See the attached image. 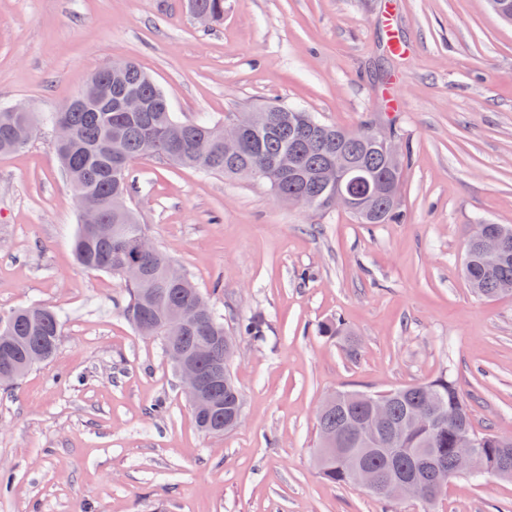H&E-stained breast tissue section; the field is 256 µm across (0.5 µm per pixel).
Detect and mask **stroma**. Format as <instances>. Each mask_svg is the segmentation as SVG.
Wrapping results in <instances>:
<instances>
[{
  "mask_svg": "<svg viewBox=\"0 0 512 512\" xmlns=\"http://www.w3.org/2000/svg\"><path fill=\"white\" fill-rule=\"evenodd\" d=\"M122 59L183 120L278 102L394 128L411 155L397 224L133 160L130 206L152 241L203 293L221 284L226 329L266 322L237 339L244 419L220 436L198 430L160 340L121 315L122 281L71 248L79 211L47 117ZM17 102L41 122L0 155V314L39 302L64 321L52 360L0 389V512H512V481L457 476L433 504L384 502L315 464L328 395L443 370L478 431L512 435V295L480 299L461 273L473 224L512 226V23L489 0H224L206 28L184 0H0V107ZM333 318L351 341L319 334Z\"/></svg>",
  "mask_w": 512,
  "mask_h": 512,
  "instance_id": "stroma-1",
  "label": "stroma"
}]
</instances>
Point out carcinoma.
<instances>
[{
  "label": "carcinoma",
  "instance_id": "cac0c4a2",
  "mask_svg": "<svg viewBox=\"0 0 512 512\" xmlns=\"http://www.w3.org/2000/svg\"><path fill=\"white\" fill-rule=\"evenodd\" d=\"M211 15L212 23L224 20V0H188ZM98 81L87 83L60 111L49 115L53 124L68 126L73 134L67 143H53L59 165L69 181L78 203L99 212L104 223L115 231L112 239L96 240L78 229L73 240L77 262L90 271L119 275L118 265L133 255L146 227L137 222L128 205L133 192L129 178L130 162L143 155H152L175 165L196 168L204 173L239 177L242 171L253 169L265 173L275 195L293 201L303 194L318 198V209L331 208L333 185L323 182L320 171L329 163L350 160L375 177H386L401 185V179L391 174L380 146L359 135L323 123L311 113L281 104H272L254 113L250 142L238 155L210 145L217 127L206 119L182 122L171 110L164 90L138 64L118 60L97 71ZM138 95L145 101L142 112L122 110L124 100ZM39 119L33 112H12L0 109V154L6 155L22 147L36 132ZM301 156L296 170L281 171L276 161L286 151ZM401 215L400 201L381 199L375 203V213L355 215L361 224H390ZM140 259L148 267L145 279L124 282L126 299L122 315L143 336L160 337L162 348H179L196 360L204 372L226 374L225 384L209 390L206 397L212 417H195L198 428L208 434H220L214 417H222L232 408L231 394L243 404L242 394L231 373L224 372V314L213 303L202 311L197 304L202 294L190 277L170 284L162 276L160 264L169 257L142 253ZM463 274L474 293L491 299L512 293V246L507 259L496 269L484 267L475 251H470ZM62 328L61 315L41 304L0 315V375L13 387L33 367L47 362L55 353ZM264 320L253 316L238 326V334L263 336ZM425 390L417 386L396 388L387 396L389 415L402 421L409 409L417 405L438 408L441 426L431 430L422 425L409 428L402 447L436 448L448 464V477H453L456 460L453 442L461 428L471 431L493 449L494 433H476L469 404L460 395L456 383L446 370L424 382ZM370 405L362 393L340 392L338 400L318 417V431L331 428L341 431L355 421L364 420ZM364 464L382 472L410 466L406 456H392L371 446L362 455ZM322 478L329 483H352L351 468L343 458L320 468Z\"/></svg>",
  "mask_w": 512,
  "mask_h": 512
}]
</instances>
